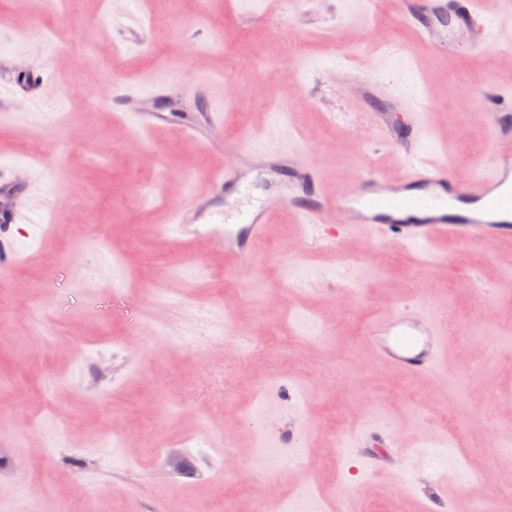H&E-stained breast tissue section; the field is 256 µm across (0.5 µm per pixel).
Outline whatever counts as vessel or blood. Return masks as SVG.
<instances>
[{
  "mask_svg": "<svg viewBox=\"0 0 512 512\" xmlns=\"http://www.w3.org/2000/svg\"><path fill=\"white\" fill-rule=\"evenodd\" d=\"M399 17L420 39L432 47L468 51L481 50L473 33L484 28V0H399ZM116 112H133L139 128L163 123L162 112L145 106L125 80H114L106 99ZM489 115L492 127L491 164L470 177H460L447 162L419 154L414 133L398 132L385 113H375V126L382 137L407 159L405 172L391 179L379 170L365 171L358 186L347 188L336 199H328L319 167L306 158L288 153L265 154L225 150L224 166L209 179L212 195L237 196L246 169L267 172V197L253 210L245 224L224 230V252L234 259L246 258L275 216L288 212L303 224L323 226L326 238L337 230L368 225L385 242L404 246L430 245L438 239L492 240L512 245V92L494 94ZM224 124L222 105L209 104L203 125L187 134L210 143ZM14 188L9 210L0 211V224L17 220L26 205V190L19 177L4 179L0 187ZM208 209L202 198L187 199L172 210L170 221L182 226L197 223ZM367 335L374 350L389 367L410 376L435 372L448 353L445 329L415 313H399L372 322ZM381 447L390 449L388 461L370 459L373 471L395 469L400 446L392 430H376Z\"/></svg>",
  "mask_w": 512,
  "mask_h": 512,
  "instance_id": "vessel-or-blood-1",
  "label": "vessel or blood"
}]
</instances>
